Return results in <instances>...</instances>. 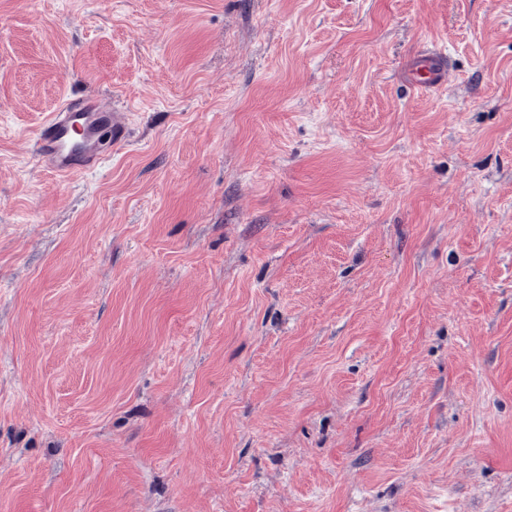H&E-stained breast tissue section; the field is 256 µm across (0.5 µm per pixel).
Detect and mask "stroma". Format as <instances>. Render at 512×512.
Here are the masks:
<instances>
[{"label": "stroma", "mask_w": 512, "mask_h": 512, "mask_svg": "<svg viewBox=\"0 0 512 512\" xmlns=\"http://www.w3.org/2000/svg\"><path fill=\"white\" fill-rule=\"evenodd\" d=\"M444 500L512 512V0H0V512ZM112 129L116 145L125 142L127 124L124 113L104 107L96 98L69 99L50 113L37 129L34 146L39 162L58 175L90 173L105 160L96 142L97 128ZM77 143L89 146L75 147Z\"/></svg>", "instance_id": "stroma-1"}]
</instances>
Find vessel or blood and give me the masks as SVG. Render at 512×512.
Here are the masks:
<instances>
[{
  "mask_svg": "<svg viewBox=\"0 0 512 512\" xmlns=\"http://www.w3.org/2000/svg\"><path fill=\"white\" fill-rule=\"evenodd\" d=\"M112 130L114 144L127 136L123 112L101 105L98 99H71L51 112L35 133L34 146L39 162L59 175L90 173L104 161L96 144L99 126Z\"/></svg>",
  "mask_w": 512,
  "mask_h": 512,
  "instance_id": "obj_1",
  "label": "vessel or blood"
}]
</instances>
